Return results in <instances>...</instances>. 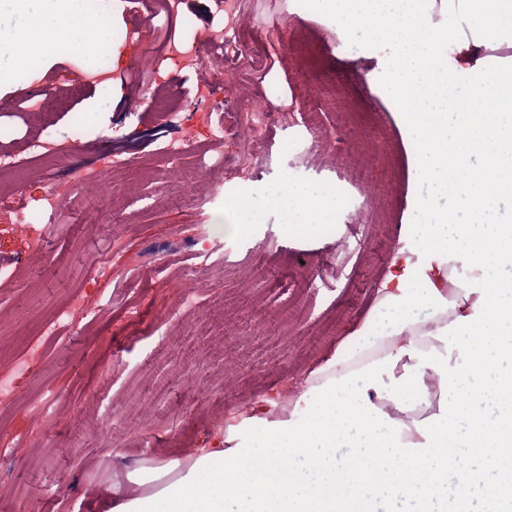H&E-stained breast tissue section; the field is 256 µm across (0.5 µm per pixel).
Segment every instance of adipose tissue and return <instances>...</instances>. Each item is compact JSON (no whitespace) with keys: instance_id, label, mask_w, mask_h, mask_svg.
Instances as JSON below:
<instances>
[{"instance_id":"1","label":"adipose tissue","mask_w":512,"mask_h":512,"mask_svg":"<svg viewBox=\"0 0 512 512\" xmlns=\"http://www.w3.org/2000/svg\"><path fill=\"white\" fill-rule=\"evenodd\" d=\"M338 31L373 35L420 224L346 335L291 385L257 396L186 459L101 488L102 512H507L512 506V0H322ZM0 94L60 57L101 73L123 41L108 0H0ZM485 163L473 168L470 159ZM290 229H324L338 193L283 186ZM429 407L414 418L418 406Z\"/></svg>"}]
</instances>
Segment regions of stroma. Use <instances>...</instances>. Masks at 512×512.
I'll return each instance as SVG.
<instances>
[{"label": "stroma", "instance_id": "stroma-1", "mask_svg": "<svg viewBox=\"0 0 512 512\" xmlns=\"http://www.w3.org/2000/svg\"><path fill=\"white\" fill-rule=\"evenodd\" d=\"M223 23L214 0H121L124 40L115 71L127 74L115 97L104 95L80 61L61 58L0 96V377H11L12 405L0 419V497L26 512H97V491L152 457L182 458L203 447L225 418L255 396L312 366L369 306L374 286L409 220L413 185L407 166L392 170L387 152L405 158L403 135L373 83L385 73L369 39L355 33L338 51L335 25L305 0H247L238 28L244 57L239 86H218L224 125L215 142L202 117L211 104L194 92L203 73L161 67L168 39L192 42ZM167 86L181 106L160 113L148 101ZM54 88L64 108L43 114L33 90ZM265 103L282 120L256 138L259 160L239 162L241 112ZM327 133L316 147L304 118ZM196 115V137L178 163L164 153ZM47 154L31 142L45 125ZM79 128L80 143L66 136ZM129 167L99 169L104 153ZM98 168L97 181L71 188L74 168ZM71 189L67 204L21 221L46 178ZM115 186L104 218L99 186ZM341 196L332 228L295 234L276 202L282 185ZM423 194L431 187L417 185ZM245 198L256 223L225 221V200ZM210 228V250L190 307L169 279L194 261L192 227ZM112 268L99 276L95 259ZM84 294L86 311L59 339L40 336L44 322ZM106 423L110 443L86 431Z\"/></svg>", "mask_w": 512, "mask_h": 512}]
</instances>
